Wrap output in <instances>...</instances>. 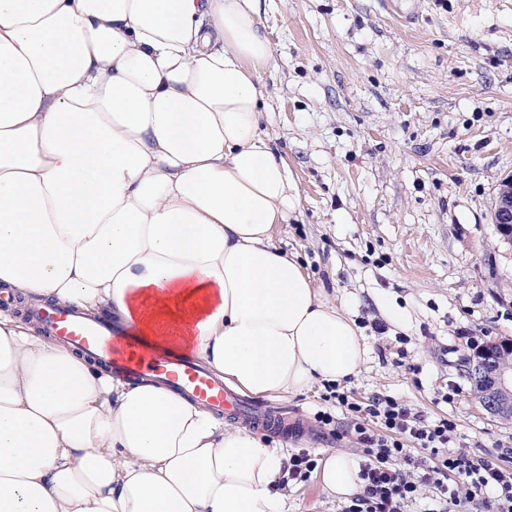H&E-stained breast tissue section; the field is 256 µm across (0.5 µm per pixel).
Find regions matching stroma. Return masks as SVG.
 <instances>
[{
  "instance_id": "obj_1",
  "label": "stroma",
  "mask_w": 512,
  "mask_h": 512,
  "mask_svg": "<svg viewBox=\"0 0 512 512\" xmlns=\"http://www.w3.org/2000/svg\"><path fill=\"white\" fill-rule=\"evenodd\" d=\"M261 21V127L300 190L275 242L361 325L368 357L344 392L453 419L461 448L498 459L512 422L477 403L466 367L512 339V249L491 222L512 175V0H263ZM394 307L407 325L388 323ZM325 394L268 398L288 428L266 439L359 454ZM342 507L317 478L288 484V512Z\"/></svg>"
}]
</instances>
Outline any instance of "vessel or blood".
<instances>
[{
  "instance_id": "obj_1",
  "label": "vessel or blood",
  "mask_w": 512,
  "mask_h": 512,
  "mask_svg": "<svg viewBox=\"0 0 512 512\" xmlns=\"http://www.w3.org/2000/svg\"><path fill=\"white\" fill-rule=\"evenodd\" d=\"M36 317L50 335L74 348L94 354L131 376L154 375L168 387L222 413L245 418L264 429H287L288 422L275 411L259 406L224 382L214 378L189 355L179 352L142 354L135 339L117 335L111 325L85 320L74 311L51 306Z\"/></svg>"
}]
</instances>
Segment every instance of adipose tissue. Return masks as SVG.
Listing matches in <instances>:
<instances>
[{
    "label": "adipose tissue",
    "mask_w": 512,
    "mask_h": 512,
    "mask_svg": "<svg viewBox=\"0 0 512 512\" xmlns=\"http://www.w3.org/2000/svg\"><path fill=\"white\" fill-rule=\"evenodd\" d=\"M261 0H0V512H288L278 444L39 334L33 300L179 348L253 395L368 347L273 241L299 187L261 127ZM326 493L362 489L344 451Z\"/></svg>",
    "instance_id": "ef3b65f1"
}]
</instances>
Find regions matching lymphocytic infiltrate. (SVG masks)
Instances as JSON below:
<instances>
[{
	"label": "lymphocytic infiltrate",
	"mask_w": 512,
	"mask_h": 512,
	"mask_svg": "<svg viewBox=\"0 0 512 512\" xmlns=\"http://www.w3.org/2000/svg\"><path fill=\"white\" fill-rule=\"evenodd\" d=\"M328 392L337 408L356 417L363 445L364 490L343 512H408L425 489L437 504L512 512V466L458 448L454 420H428L390 396L364 406L338 386Z\"/></svg>",
	"instance_id": "f902f5d3"
}]
</instances>
